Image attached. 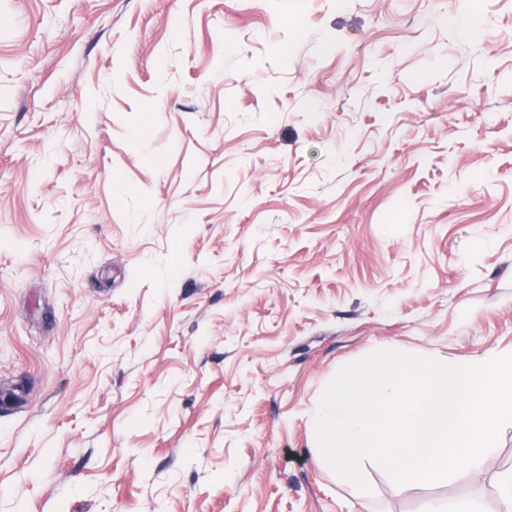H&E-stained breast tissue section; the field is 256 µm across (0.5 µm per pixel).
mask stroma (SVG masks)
I'll return each instance as SVG.
<instances>
[{
    "mask_svg": "<svg viewBox=\"0 0 512 512\" xmlns=\"http://www.w3.org/2000/svg\"><path fill=\"white\" fill-rule=\"evenodd\" d=\"M509 349L512 0H0V512H498L309 422Z\"/></svg>",
    "mask_w": 512,
    "mask_h": 512,
    "instance_id": "obj_1",
    "label": "stroma"
}]
</instances>
